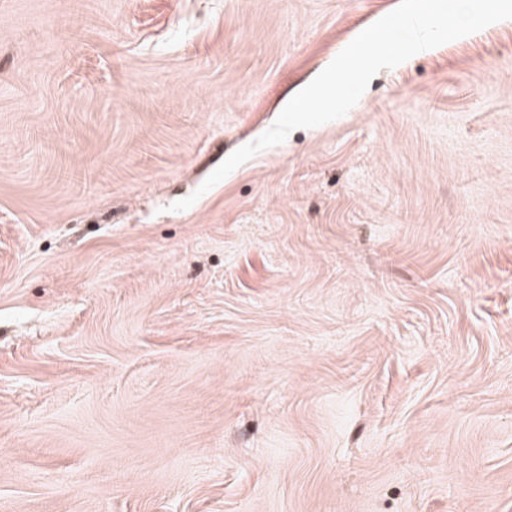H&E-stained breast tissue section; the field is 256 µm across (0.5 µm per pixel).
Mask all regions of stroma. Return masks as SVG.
Listing matches in <instances>:
<instances>
[{"instance_id": "35a3bbf8", "label": "stroma", "mask_w": 512, "mask_h": 512, "mask_svg": "<svg viewBox=\"0 0 512 512\" xmlns=\"http://www.w3.org/2000/svg\"><path fill=\"white\" fill-rule=\"evenodd\" d=\"M399 2L0 0V512H512V19L198 192Z\"/></svg>"}]
</instances>
